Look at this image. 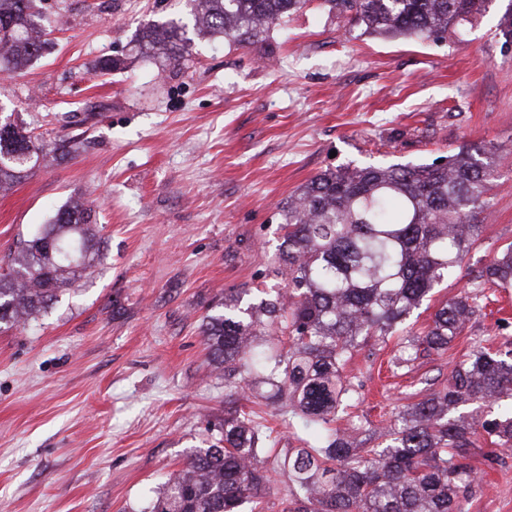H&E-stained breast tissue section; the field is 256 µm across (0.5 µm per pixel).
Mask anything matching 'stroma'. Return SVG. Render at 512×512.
<instances>
[{
    "mask_svg": "<svg viewBox=\"0 0 512 512\" xmlns=\"http://www.w3.org/2000/svg\"><path fill=\"white\" fill-rule=\"evenodd\" d=\"M491 0L441 42L346 32L310 4L243 48L195 39L178 71L136 55L149 20L185 18L180 0H44L51 43L0 72V104L47 143L74 140L0 192V266L74 198L92 208L104 262L27 323L0 330V512H142L224 420V378L202 319L225 292L284 287L272 268L278 205L326 169L428 163L489 146L496 186L485 239L413 317L456 298L468 270L512 242V42ZM123 59L104 75L98 65ZM500 314L472 320L446 352L390 376L396 341L359 347L342 374L362 403L338 427H387L394 408L448 383L471 346L512 336ZM469 449L468 512H512V449Z\"/></svg>",
    "mask_w": 512,
    "mask_h": 512,
    "instance_id": "35a3bbf8",
    "label": "stroma"
}]
</instances>
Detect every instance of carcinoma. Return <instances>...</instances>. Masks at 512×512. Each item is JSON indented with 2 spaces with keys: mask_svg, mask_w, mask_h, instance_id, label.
<instances>
[{
  "mask_svg": "<svg viewBox=\"0 0 512 512\" xmlns=\"http://www.w3.org/2000/svg\"><path fill=\"white\" fill-rule=\"evenodd\" d=\"M310 0H187L195 35L255 42ZM490 0H322L349 27L367 35L440 41L475 21ZM45 18L36 0H0V66L18 69L41 57ZM187 25L142 26L136 50L179 70L192 61ZM45 145L7 115L0 120V190L34 176ZM493 184L481 151L463 147L431 163L327 169L281 207L278 273L288 293L224 294V313L206 316L202 336L224 372V427L185 468L172 474L143 512H265L267 490L288 481L284 512H468L475 483L467 449L475 437L512 447V337L503 348L477 345L457 364L448 386L398 412L379 437L359 448L332 428L361 398L342 368L362 342L400 338L390 365L448 348L465 322L482 315L487 291L512 288V243L467 273L463 295L445 302L427 329L407 320L462 267L487 225L477 214ZM105 258L91 210L74 200L20 240L0 271V326L11 328L49 308L61 292ZM257 384L292 431H314V446L270 456L281 439L261 428L239 402ZM479 403L486 415L450 412Z\"/></svg>",
  "mask_w": 512,
  "mask_h": 512,
  "instance_id": "obj_1",
  "label": "carcinoma"
}]
</instances>
